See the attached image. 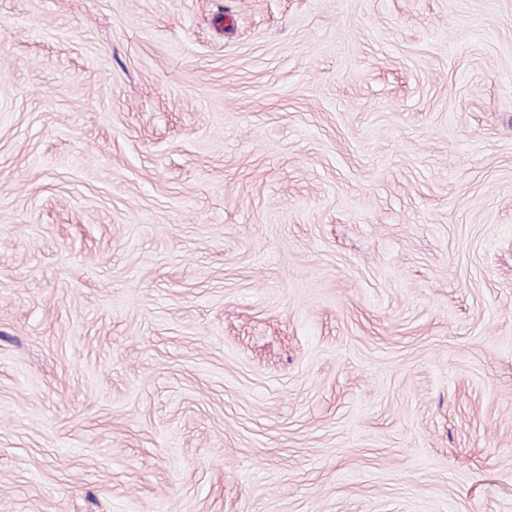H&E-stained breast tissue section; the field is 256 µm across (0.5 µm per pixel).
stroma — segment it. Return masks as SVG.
Wrapping results in <instances>:
<instances>
[{
  "instance_id": "1",
  "label": "stroma",
  "mask_w": 512,
  "mask_h": 512,
  "mask_svg": "<svg viewBox=\"0 0 512 512\" xmlns=\"http://www.w3.org/2000/svg\"><path fill=\"white\" fill-rule=\"evenodd\" d=\"M0 512H512V0H0Z\"/></svg>"
}]
</instances>
